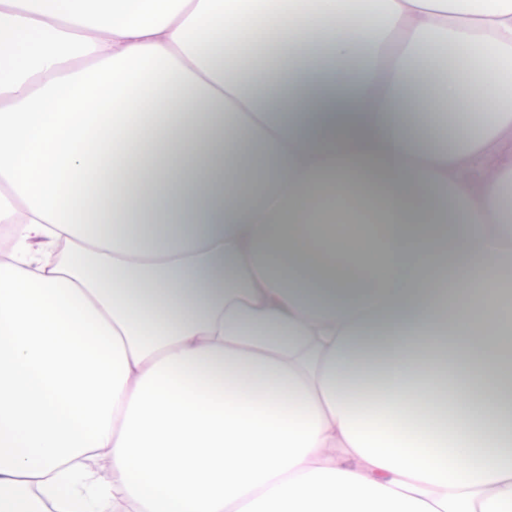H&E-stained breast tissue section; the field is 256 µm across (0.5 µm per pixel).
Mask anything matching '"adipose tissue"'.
<instances>
[{
  "instance_id": "adipose-tissue-1",
  "label": "adipose tissue",
  "mask_w": 512,
  "mask_h": 512,
  "mask_svg": "<svg viewBox=\"0 0 512 512\" xmlns=\"http://www.w3.org/2000/svg\"><path fill=\"white\" fill-rule=\"evenodd\" d=\"M511 141L512 0H0V512H512Z\"/></svg>"
}]
</instances>
